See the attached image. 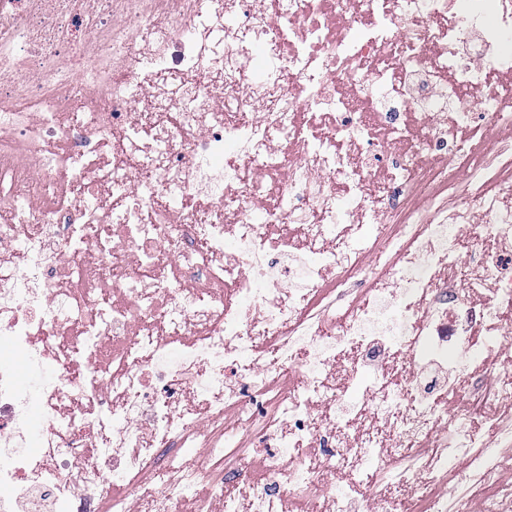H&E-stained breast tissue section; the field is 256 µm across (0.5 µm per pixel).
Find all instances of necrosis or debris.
<instances>
[{
    "label": "necrosis or debris",
    "instance_id": "4bbe7bcc",
    "mask_svg": "<svg viewBox=\"0 0 512 512\" xmlns=\"http://www.w3.org/2000/svg\"><path fill=\"white\" fill-rule=\"evenodd\" d=\"M258 2L0 0V512H512V0ZM23 364V357L18 356L17 357V372H18V378L21 377V375L24 373L25 368ZM24 366V369H23ZM23 371V372H22ZM43 369L39 362H30L29 369L26 373L23 374L21 377L19 384L23 392L28 396V410H27V417L26 422L28 426L35 431L37 434H39L42 430V419H41V413H40V407L39 404L34 397V389L36 385L43 379ZM469 471V460L466 457L453 456L448 459V480L435 487L437 495L448 498V512H454L452 508L460 498L469 496L466 492V486L462 482ZM450 485L451 488L448 489ZM446 488L448 489L447 492L445 491ZM450 491H452V497H450Z\"/></svg>",
    "mask_w": 512,
    "mask_h": 512
}]
</instances>
